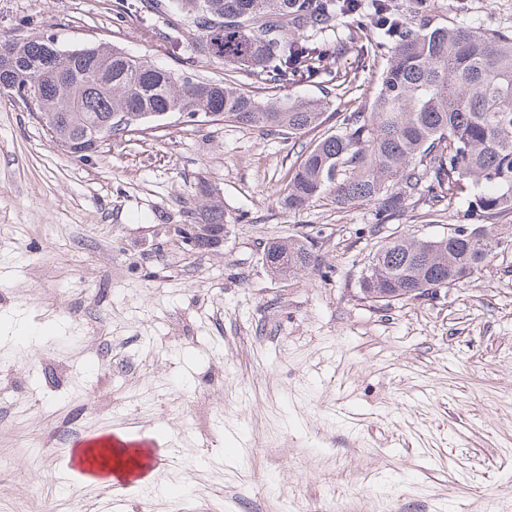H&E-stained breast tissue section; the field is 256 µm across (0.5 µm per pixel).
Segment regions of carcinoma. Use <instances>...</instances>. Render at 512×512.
Instances as JSON below:
<instances>
[{
    "mask_svg": "<svg viewBox=\"0 0 512 512\" xmlns=\"http://www.w3.org/2000/svg\"><path fill=\"white\" fill-rule=\"evenodd\" d=\"M153 10L190 21L202 31L195 52L224 61V80H196L186 71L156 68L117 47L63 49L50 35L16 38L0 54V87L24 98L42 88L36 112L50 139L68 156L102 148L111 139L185 112L294 138L324 122L327 102L314 98L260 101L235 86L246 73L264 88L325 74L336 45L321 38L341 17L361 14L363 0H150ZM369 53L374 33L392 39L390 60L370 111L351 112L341 130L309 145L285 184L284 203L306 207L329 190L336 205L374 206L385 224L417 203L473 192L482 223L512 213V34L468 27L413 30L394 0H371L359 29ZM190 223L202 246L227 228L224 205L208 187ZM492 235L454 234L424 240L400 236L368 261L361 287L409 301L420 288L465 282L491 254ZM272 275L303 278L315 267L308 242L275 238L265 251Z\"/></svg>",
    "mask_w": 512,
    "mask_h": 512,
    "instance_id": "obj_1",
    "label": "carcinoma"
}]
</instances>
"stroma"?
Returning a JSON list of instances; mask_svg holds the SVG:
<instances>
[{"label": "stroma", "mask_w": 512, "mask_h": 512, "mask_svg": "<svg viewBox=\"0 0 512 512\" xmlns=\"http://www.w3.org/2000/svg\"><path fill=\"white\" fill-rule=\"evenodd\" d=\"M411 26L512 34V0H398ZM341 46L325 77L279 89L327 98L296 139L172 117L67 156L0 89V512H512V251L470 282L378 307L365 267L388 235L435 238L472 223L470 198L419 203L378 227L373 205L282 189L303 147L367 111L388 60ZM112 0H0V40L118 46L181 71L198 40ZM224 202L223 244L173 232L194 188ZM277 236L318 261L296 281L265 264ZM154 432L149 479L115 486L67 472L75 434Z\"/></svg>", "instance_id": "35a3bbf8"}]
</instances>
